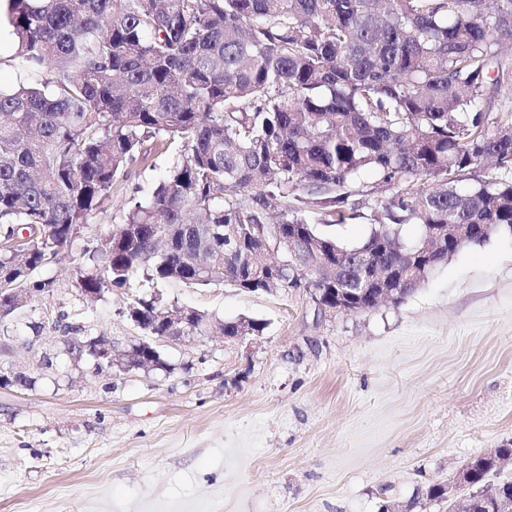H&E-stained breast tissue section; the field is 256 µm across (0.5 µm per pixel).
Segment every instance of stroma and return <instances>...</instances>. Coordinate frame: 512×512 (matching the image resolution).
Here are the masks:
<instances>
[{
	"label": "stroma",
	"instance_id": "stroma-1",
	"mask_svg": "<svg viewBox=\"0 0 512 512\" xmlns=\"http://www.w3.org/2000/svg\"><path fill=\"white\" fill-rule=\"evenodd\" d=\"M172 162L132 165L68 258L35 273L55 287L16 313L0 355L35 381L0 387V512H380L512 442L509 231L450 257L403 303L358 313L317 316L296 288L162 283L167 301L266 328L240 344L162 343L167 378L74 369L58 312L123 344L128 304L152 291L79 300L78 260Z\"/></svg>",
	"mask_w": 512,
	"mask_h": 512
}]
</instances>
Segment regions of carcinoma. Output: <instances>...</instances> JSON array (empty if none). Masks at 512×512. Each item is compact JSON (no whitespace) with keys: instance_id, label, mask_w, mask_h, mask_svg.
Listing matches in <instances>:
<instances>
[{"instance_id":"cac0c4a2","label":"carcinoma","mask_w":512,"mask_h":512,"mask_svg":"<svg viewBox=\"0 0 512 512\" xmlns=\"http://www.w3.org/2000/svg\"><path fill=\"white\" fill-rule=\"evenodd\" d=\"M26 79L0 87V286L64 255L130 165L175 156L151 195L81 256L84 288H348L397 267L399 305L461 249L512 230V0H3L0 29ZM377 218L346 247L320 224ZM29 224L43 233L9 243ZM256 224L300 242L271 266ZM419 237L407 241L402 227ZM171 228L172 247L156 236ZM258 336L263 323L242 324ZM512 444L466 468L482 484ZM445 499L417 491L403 512Z\"/></svg>"}]
</instances>
